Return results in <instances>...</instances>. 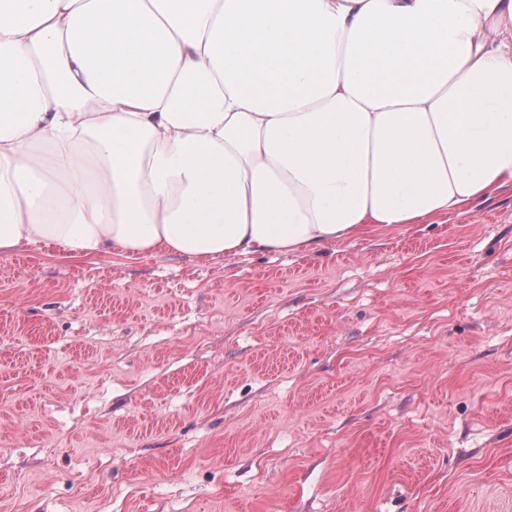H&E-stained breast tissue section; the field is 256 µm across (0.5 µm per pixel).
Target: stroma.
<instances>
[{"label":"stroma","mask_w":512,"mask_h":512,"mask_svg":"<svg viewBox=\"0 0 512 512\" xmlns=\"http://www.w3.org/2000/svg\"><path fill=\"white\" fill-rule=\"evenodd\" d=\"M0 512H512V187L297 256H0Z\"/></svg>","instance_id":"35a3bbf8"}]
</instances>
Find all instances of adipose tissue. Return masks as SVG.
<instances>
[{"label": "adipose tissue", "mask_w": 512, "mask_h": 512, "mask_svg": "<svg viewBox=\"0 0 512 512\" xmlns=\"http://www.w3.org/2000/svg\"><path fill=\"white\" fill-rule=\"evenodd\" d=\"M512 186V0H0V255H305Z\"/></svg>", "instance_id": "adipose-tissue-1"}]
</instances>
